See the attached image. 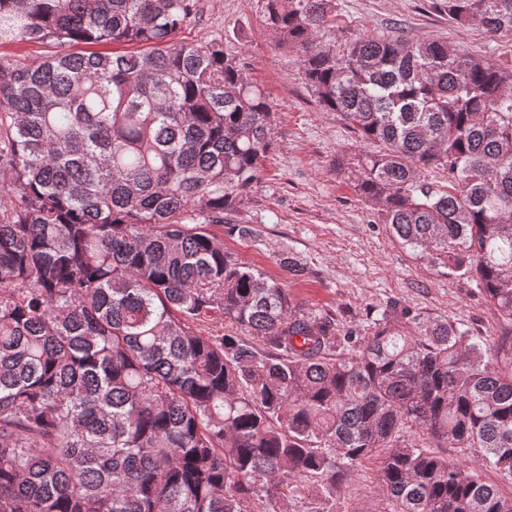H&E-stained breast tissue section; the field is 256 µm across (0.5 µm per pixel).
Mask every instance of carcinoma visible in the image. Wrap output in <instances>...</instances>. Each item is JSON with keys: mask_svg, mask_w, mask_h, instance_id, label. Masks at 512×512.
Listing matches in <instances>:
<instances>
[{"mask_svg": "<svg viewBox=\"0 0 512 512\" xmlns=\"http://www.w3.org/2000/svg\"><path fill=\"white\" fill-rule=\"evenodd\" d=\"M490 38L512 0H440ZM196 0H0V512H286L378 463L388 512H512V346L445 322L340 335L224 250L275 112ZM320 106L377 146L356 190L512 321V59L436 35L319 34L336 0H262ZM143 51L70 52L78 44ZM437 170L443 180L430 182ZM219 318L224 334L199 326ZM477 452L488 482L437 452ZM57 50L50 44L29 42H0V60H18L25 63L38 62Z\"/></svg>", "mask_w": 512, "mask_h": 512, "instance_id": "1", "label": "carcinoma"}]
</instances>
